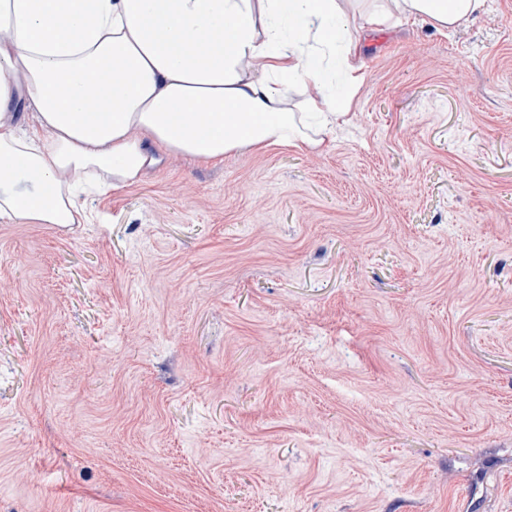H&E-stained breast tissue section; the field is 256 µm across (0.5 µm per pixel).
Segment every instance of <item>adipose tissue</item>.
<instances>
[{
  "label": "adipose tissue",
  "mask_w": 512,
  "mask_h": 512,
  "mask_svg": "<svg viewBox=\"0 0 512 512\" xmlns=\"http://www.w3.org/2000/svg\"><path fill=\"white\" fill-rule=\"evenodd\" d=\"M485 0H0V218L72 224L84 170L139 181L151 144L198 160L318 147L360 80L364 35L394 16L454 29ZM261 62L259 73L246 67ZM319 93L288 109L293 88ZM205 111H196V104Z\"/></svg>",
  "instance_id": "1"
}]
</instances>
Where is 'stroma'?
I'll return each instance as SVG.
<instances>
[{"mask_svg": "<svg viewBox=\"0 0 512 512\" xmlns=\"http://www.w3.org/2000/svg\"><path fill=\"white\" fill-rule=\"evenodd\" d=\"M359 55L326 148L0 222V512H512V0Z\"/></svg>", "mask_w": 512, "mask_h": 512, "instance_id": "35a3bbf8", "label": "stroma"}]
</instances>
